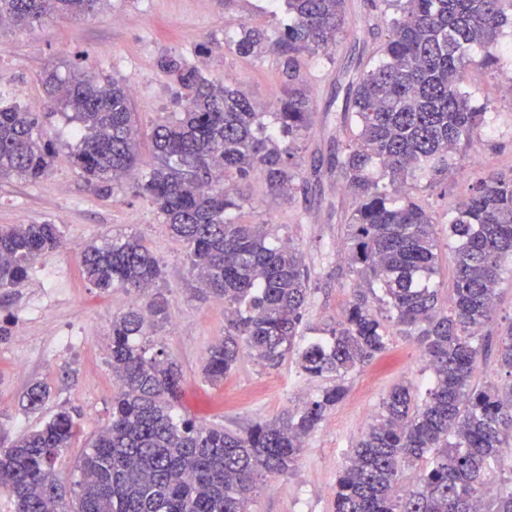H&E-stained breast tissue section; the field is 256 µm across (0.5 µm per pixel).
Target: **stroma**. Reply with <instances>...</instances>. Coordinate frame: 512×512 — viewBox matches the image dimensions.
Returning <instances> with one entry per match:
<instances>
[{
  "instance_id": "1",
  "label": "stroma",
  "mask_w": 512,
  "mask_h": 512,
  "mask_svg": "<svg viewBox=\"0 0 512 512\" xmlns=\"http://www.w3.org/2000/svg\"><path fill=\"white\" fill-rule=\"evenodd\" d=\"M350 11L349 25L330 54L302 58L314 110L313 125L300 143L304 190L275 196L258 178L240 185L247 198L240 221L269 225L303 253L311 271L307 318L318 324L341 313L356 283L343 258L340 216L346 193L328 164L345 138L334 96L361 57L362 0H351ZM287 19L284 0H103L98 12L86 16L0 28V92L24 105L45 102L43 70L54 66L66 72L69 61L83 52L91 72L135 87L139 124L147 136L158 116L178 109V89L159 65L163 56L175 55L207 79L243 90L258 111L271 112L283 81L277 55L269 50L243 58L227 43L242 25L272 32ZM203 44L211 49L204 57L199 54ZM498 57L494 66H471L464 74V85L487 104L488 113L448 179L447 199L430 190L422 193L437 222H444L447 206L468 195L476 171L512 165V97L500 85L501 76L512 73V34L502 37ZM79 128L68 115L55 113L48 130L57 140V153L48 174L35 183L0 179V225L46 221L59 225L65 238L61 248L38 258L19 288L0 292V312L13 322L12 338L0 343V442L38 429L61 409L76 408L82 433L56 469L63 479L77 480L75 464L86 436L112 417L117 390L107 358L112 319L134 301L123 289L103 292L90 285L82 276L81 258L87 245L118 236L141 238L162 265L157 289L168 299V316L156 324L151 339L184 376L180 415L241 430L277 419L321 394L329 379L304 375L292 360L268 369L245 356L221 384L204 380L207 351L224 336V306L199 292L185 244L149 201L135 196L131 182H122L107 198L87 189L70 157ZM405 380L420 392L429 385L420 344L395 336L383 356L347 377L343 399L306 437L288 473L259 483L250 512H333L339 471L390 388ZM35 381L49 386L50 397L30 412L21 402Z\"/></svg>"
}]
</instances>
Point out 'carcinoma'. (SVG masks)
Masks as SVG:
<instances>
[{
  "mask_svg": "<svg viewBox=\"0 0 512 512\" xmlns=\"http://www.w3.org/2000/svg\"><path fill=\"white\" fill-rule=\"evenodd\" d=\"M101 0H0L14 25L57 12L86 14ZM288 24L268 33L243 29L230 49L242 57L270 47L287 81L274 112H258L240 90L216 85L180 57L161 67L185 94L180 118H161L150 139L156 165L136 180L188 246L200 288L224 302V338L211 345L206 381L224 380L243 354L276 368L296 359L328 387L296 411L246 431L176 419L183 377L162 351H151L148 318L164 317L154 294L112 318L109 362L118 390L112 419L87 442L80 479L66 486L55 461L78 434L62 409L44 425L0 445V487L14 512H249L259 479L288 472L325 412L343 397L345 378L382 354L390 337L415 338L430 371L419 397L394 385L334 489L333 512H512V488L490 490L512 443V382L473 383L493 321L498 284L512 263V173L481 176L448 215L454 263L451 304L439 303L437 223L413 190L448 186L454 155L471 145L486 107L461 82L469 66L489 67L509 17L506 0H366L376 22L363 50L378 63L349 77L340 110L348 134L331 166L348 196L341 223L353 290L340 317L304 321L310 271L301 251L275 241L265 224H243L235 189L258 176L274 194L297 188L302 137L312 126L305 54L326 51L347 21L348 0H284ZM483 50L475 57L472 50ZM47 96L84 128L71 163L85 184L112 196L138 163V114L129 88L68 65L42 76ZM45 112L0 93V178H43L55 155ZM58 225H0V290L24 282L43 253L58 249ZM82 274L94 287L143 294L162 278L159 259L136 237L90 244ZM497 362L512 378V326L498 337ZM49 397L33 384L25 408ZM418 471L412 489L401 486Z\"/></svg>",
  "mask_w": 512,
  "mask_h": 512,
  "instance_id": "1",
  "label": "carcinoma"
}]
</instances>
